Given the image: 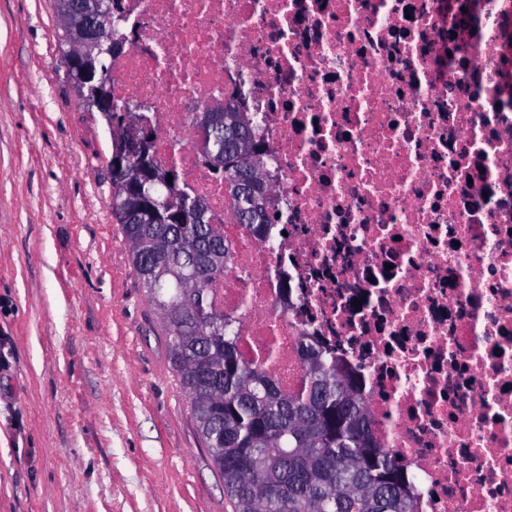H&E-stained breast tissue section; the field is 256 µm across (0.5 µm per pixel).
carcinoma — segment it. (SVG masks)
<instances>
[{
	"instance_id": "1",
	"label": "carcinoma",
	"mask_w": 512,
	"mask_h": 512,
	"mask_svg": "<svg viewBox=\"0 0 512 512\" xmlns=\"http://www.w3.org/2000/svg\"><path fill=\"white\" fill-rule=\"evenodd\" d=\"M101 0H55L62 42L103 58L123 44L118 29L90 32L68 22L77 4L87 13ZM112 156L124 151L126 135L149 134L144 117L122 112L106 120ZM223 134H208L203 147L214 173L239 203L237 216L263 240L276 222L267 209L264 145L245 113H224ZM248 167L259 180H239ZM172 181L145 185L141 203L156 213L150 224L133 222L138 204L127 197L123 173L112 170V216L129 249L131 265L163 324L168 354L188 393L197 430L224 479L235 512H414L407 469L374 445L354 386L339 377L336 362L314 343L302 346L308 385L284 396L270 373L238 356L230 323L211 306L209 294L224 276V236L209 217L180 224L174 216L198 198Z\"/></svg>"
}]
</instances>
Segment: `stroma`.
Masks as SVG:
<instances>
[{
  "label": "stroma",
  "instance_id": "35a3bbf8",
  "mask_svg": "<svg viewBox=\"0 0 512 512\" xmlns=\"http://www.w3.org/2000/svg\"><path fill=\"white\" fill-rule=\"evenodd\" d=\"M61 35L55 0H0V512H234Z\"/></svg>",
  "mask_w": 512,
  "mask_h": 512
}]
</instances>
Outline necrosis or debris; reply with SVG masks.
I'll use <instances>...</instances> for the list:
<instances>
[{
  "mask_svg": "<svg viewBox=\"0 0 512 512\" xmlns=\"http://www.w3.org/2000/svg\"><path fill=\"white\" fill-rule=\"evenodd\" d=\"M112 95L230 247L212 293L295 395L353 379L415 512H512V0H119ZM243 107L277 222L259 241L196 115Z\"/></svg>",
  "mask_w": 512,
  "mask_h": 512,
  "instance_id": "4bbe7bcc",
  "label": "necrosis or debris"
}]
</instances>
